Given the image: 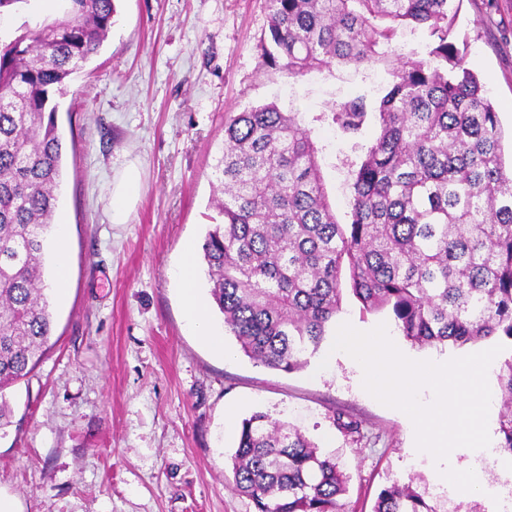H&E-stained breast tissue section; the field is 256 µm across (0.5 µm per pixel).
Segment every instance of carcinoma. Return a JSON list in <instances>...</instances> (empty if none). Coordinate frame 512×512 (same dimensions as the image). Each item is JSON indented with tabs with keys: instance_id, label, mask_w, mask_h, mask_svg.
Wrapping results in <instances>:
<instances>
[{
	"instance_id": "carcinoma-1",
	"label": "carcinoma",
	"mask_w": 512,
	"mask_h": 512,
	"mask_svg": "<svg viewBox=\"0 0 512 512\" xmlns=\"http://www.w3.org/2000/svg\"><path fill=\"white\" fill-rule=\"evenodd\" d=\"M460 0H266L261 65L302 77L385 60L378 47L424 31L427 58L398 57L393 82L368 107L335 105L350 137L368 112L379 134L355 172L352 222L327 203L311 131L274 103L224 121L215 179L224 199L202 245L210 295L248 358L292 372L308 363L339 311L343 267L367 312L387 308L418 347L512 341V171L497 112L449 41ZM35 0H0V392L47 349L53 321L47 241L62 177L57 97L97 54L115 0H65L31 25ZM498 382L506 401L501 451L512 455V357ZM346 435L361 421L336 413ZM256 512H343L349 476L296 426L255 412L230 457ZM371 512H440L414 484L393 483Z\"/></svg>"
}]
</instances>
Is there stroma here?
Listing matches in <instances>:
<instances>
[{
  "label": "stroma",
  "mask_w": 512,
  "mask_h": 512,
  "mask_svg": "<svg viewBox=\"0 0 512 512\" xmlns=\"http://www.w3.org/2000/svg\"><path fill=\"white\" fill-rule=\"evenodd\" d=\"M266 28L265 0H119L101 49L68 82L56 213L68 281L49 292L47 350L5 391L0 498L14 512H255L230 456L256 411L338 455L350 478L344 512H370L381 488L412 477L446 512H501L494 497L456 498L413 458L407 416L370 396L349 360L320 371L339 324L383 323L397 335L388 310L364 311L344 293L322 353L291 373L254 363L229 334L214 350L187 325L176 271L193 247L208 297L202 244L216 214L225 116L271 102L296 113L319 147L336 221L347 225L352 173L379 127L367 117L351 139L325 115L352 98L374 102L392 79L388 60L428 52L422 32L407 30L380 44L385 62L295 78L262 66ZM450 39L493 103L511 161L512 0H463ZM132 167L138 199L116 224L112 191ZM339 409L362 422L360 441L337 429Z\"/></svg>",
  "instance_id": "35a3bbf8"
}]
</instances>
